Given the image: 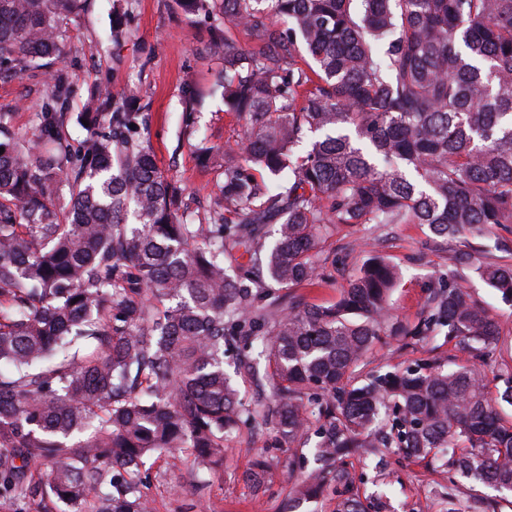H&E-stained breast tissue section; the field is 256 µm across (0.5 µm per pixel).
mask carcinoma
<instances>
[{
    "mask_svg": "<svg viewBox=\"0 0 512 512\" xmlns=\"http://www.w3.org/2000/svg\"><path fill=\"white\" fill-rule=\"evenodd\" d=\"M85 0H0V78L49 73L29 137L0 142V498L16 512H155L148 462L182 456L188 479L224 465L254 418L318 467L283 512L348 483L350 455L390 448L512 495V423L476 367L425 362L353 374L386 334L399 282L369 258L328 306L273 300L330 278L331 224H425L445 242L512 224V0H181L211 20L215 90L243 129L202 140L224 206L201 219L141 132L135 89L97 85L65 127L53 73ZM250 37L246 47L239 34ZM275 228L269 233L265 225ZM512 304V261L477 267ZM406 335L489 356L498 322L448 272ZM244 353L266 393L244 402L226 358ZM274 476L259 453L256 494Z\"/></svg>",
    "mask_w": 512,
    "mask_h": 512,
    "instance_id": "obj_1",
    "label": "carcinoma"
}]
</instances>
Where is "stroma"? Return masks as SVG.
I'll list each match as a JSON object with an SVG mask.
<instances>
[{
  "label": "stroma",
  "mask_w": 512,
  "mask_h": 512,
  "mask_svg": "<svg viewBox=\"0 0 512 512\" xmlns=\"http://www.w3.org/2000/svg\"><path fill=\"white\" fill-rule=\"evenodd\" d=\"M114 1L86 0L80 22L69 29L71 51L60 69L73 88L70 110L81 112L89 90L100 81L114 89L137 86L159 167L181 187L190 210L204 211L219 196L220 177L216 167L199 159L196 145L204 139L221 146L241 132L221 96L213 92L215 63L200 53L209 24L203 17L187 15L179 0H119L128 13L129 34L116 43L110 37ZM46 94L45 76L38 69L0 79V112L10 113L12 131L33 132ZM485 243V249L473 251L462 264L455 259L458 244L437 242L423 224L339 226L327 240L336 250L332 279L319 288L294 286L287 293L305 304L333 303L367 258L381 255L402 273L390 294L389 314L413 326L427 314L431 288L441 277L455 274L458 284L499 322L500 336L481 365L496 395L512 380V307L501 301L476 268L512 253V225L496 229ZM424 360L455 367L472 363L473 352L467 342L449 343L441 336L417 342L387 335L369 351L355 376L360 379L376 370L403 369ZM271 443L261 426L230 434L231 455L223 472L198 485L183 482L185 462L158 461L148 478L156 512H281L289 452L287 446L275 449ZM267 448L281 465L270 491L258 496L245 475L254 451ZM351 463L356 475L353 488H330L314 503V512H334L340 500L354 494L364 502L381 504V512H447L452 502L470 512H512V505L497 492L446 467L394 455L383 466L357 457Z\"/></svg>",
  "instance_id": "35a3bbf8"
}]
</instances>
